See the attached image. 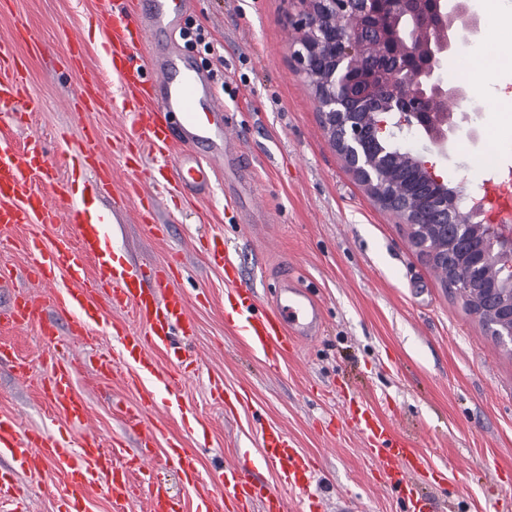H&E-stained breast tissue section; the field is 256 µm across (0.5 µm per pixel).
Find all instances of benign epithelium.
I'll list each match as a JSON object with an SVG mask.
<instances>
[{"label":"benign epithelium","instance_id":"1","mask_svg":"<svg viewBox=\"0 0 512 512\" xmlns=\"http://www.w3.org/2000/svg\"><path fill=\"white\" fill-rule=\"evenodd\" d=\"M302 35L291 57L310 83L322 126L374 201L412 229L419 250L435 237L449 250L446 278L488 335L512 351V225L494 224L480 202L461 210V187L432 176L418 197L403 193L378 149L385 137L416 126L447 151L458 125L443 111L463 97L441 76L461 24L478 22L465 0H303Z\"/></svg>","mask_w":512,"mask_h":512}]
</instances>
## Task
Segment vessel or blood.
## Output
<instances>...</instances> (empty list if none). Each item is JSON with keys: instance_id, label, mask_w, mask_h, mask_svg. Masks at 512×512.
I'll use <instances>...</instances> for the list:
<instances>
[{"instance_id": "vessel-or-blood-1", "label": "vessel or blood", "mask_w": 512, "mask_h": 512, "mask_svg": "<svg viewBox=\"0 0 512 512\" xmlns=\"http://www.w3.org/2000/svg\"><path fill=\"white\" fill-rule=\"evenodd\" d=\"M190 9V0H100L99 21L107 42L104 46L109 71L121 82V111L129 113L128 141L136 149L155 153L159 167L146 182H134L127 201L136 202L145 227L154 222L155 201L150 184L172 174L178 187L197 195L207 194L215 178L216 164L224 166V182L233 185V203L239 204L243 223L254 221L256 196L248 178L250 157L240 148L238 124L213 89L209 69L184 54L179 38ZM15 39L0 40V123L5 111L22 100V76L15 61ZM85 110L108 109L112 101L102 93L100 78H90L76 96ZM75 159L82 173L106 187L112 171L101 162V138L96 128H88ZM50 163L39 135H31L24 146L0 137V233L22 224L32 234L27 247L34 256L28 277L66 282L48 296L27 295L0 311V325L25 327L39 322L40 335L55 342L56 325L43 322V305L71 316L78 333L97 324H114L117 351H100L92 361L100 374L107 375L118 365L129 370L131 385L152 381L170 393L169 408L180 409L173 396L186 375L179 357L174 356L175 336L192 337L195 322L190 300L172 281L173 265L146 267L115 253L102 226L105 213L72 206L71 182H54L51 194L35 189V177L48 176ZM67 221L73 236L46 239L44 226ZM207 261L224 270V318L238 328L250 347L262 354L270 368L293 354L306 330L318 327L322 311L305 289L284 288L276 304L264 305L256 288L246 285L237 259L223 235L214 234L202 243ZM116 312L127 320L113 321ZM171 354L172 369H159L156 352ZM42 394L66 424L84 428L78 443H71L48 431L21 434L13 416L0 414V459L9 469L0 471V498L17 501L21 490L12 468L37 480L53 472L66 493L58 512H88V490L101 488L111 512H128L130 502L144 498L148 512H186L182 498L172 494L165 483L146 476V467L159 442V433L147 421L155 411L152 399L127 406L121 412L123 426L138 439L136 455L115 463L114 452L104 450L99 438L87 431L88 408L75 390L76 368L50 357L42 371ZM371 458L398 489L409 512H427L422 501H412V475L424 471L423 459L413 439L370 412L357 419ZM262 451L258 462L236 456L225 461L217 476L203 474L194 451L170 443L167 459L196 492L195 512H210L213 485L224 489L227 512H288L289 493L308 491L318 471L312 458L294 447L287 433L265 422L256 424ZM274 471L278 487L256 476L257 468Z\"/></svg>"}]
</instances>
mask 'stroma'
Returning <instances> with one entry per match:
<instances>
[{
    "label": "stroma",
    "instance_id": "stroma-1",
    "mask_svg": "<svg viewBox=\"0 0 512 512\" xmlns=\"http://www.w3.org/2000/svg\"><path fill=\"white\" fill-rule=\"evenodd\" d=\"M303 10L301 0H192L186 18L211 34L212 53L188 45L182 51L221 70L232 90L224 103L254 163L263 223H241L220 180L207 197L179 206L157 188L160 230L153 234L136 207H114L131 180L147 176L157 160L145 149L136 163H127L125 113L76 114L64 106L93 74L102 77L106 95H121L100 49L99 0H0V38H10L24 22L47 45L37 56L25 44L15 47L33 109L9 130L20 143L39 134L62 178L84 127H96L112 184L105 192L78 187L75 200L108 213L105 230L125 259L147 266L177 260L176 285L189 297L197 324L196 335L184 342L196 371L181 387L184 414L167 413V395L158 392V408L148 419L194 450L203 473L217 474L232 456L258 454L257 411L317 459V512H342L347 505L352 512H397L398 493L378 471L352 416L361 404L413 434L426 465L446 472L445 486H420L432 512H512V352L485 336L479 319L412 246L409 227L375 205L331 145L312 90L290 57ZM75 36L84 43L80 69L70 60ZM486 43L480 30L461 38L463 53L448 55L452 72L465 78L463 108L470 118L451 137L447 153L430 148L420 134L410 139L435 175L469 192L491 173L481 163L491 147L501 148L497 165L512 161V115L488 111L490 97L477 89L482 78L512 92V71L480 67ZM213 233L229 241L261 300L273 303L289 283L308 288L321 306L318 333L278 371H268L240 332L224 323V272L199 249L200 237ZM28 235L21 226L0 237V309L15 294L50 291L49 284L26 276ZM59 336L58 355L78 368L75 388L90 410L89 430L104 447L117 442L135 453L136 437L123 428L118 409L139 402V390L124 367L98 376L86 364L112 346V328L93 327L83 339L64 325ZM0 345L35 370L22 381L0 364V413L13 415L21 432L47 427L80 441L81 431L49 418L38 372L50 351L38 325L0 329ZM216 383L245 391L247 405L225 415L211 396ZM14 481L25 489L26 512H57L62 487L53 473L34 482L18 471Z\"/></svg>",
    "mask_w": 512,
    "mask_h": 512
}]
</instances>
